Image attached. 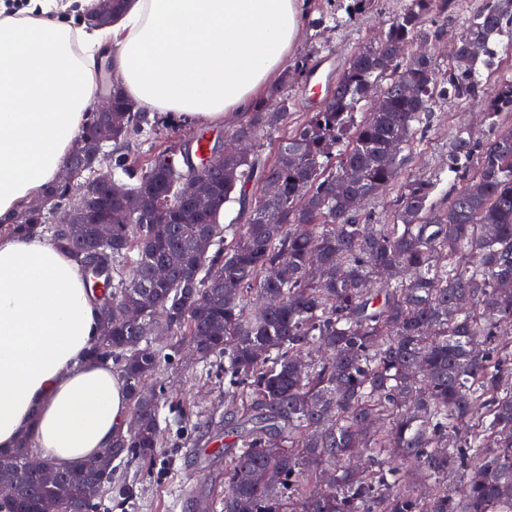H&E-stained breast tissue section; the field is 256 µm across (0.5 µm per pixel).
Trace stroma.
<instances>
[{"label": "stroma", "instance_id": "stroma-1", "mask_svg": "<svg viewBox=\"0 0 512 512\" xmlns=\"http://www.w3.org/2000/svg\"><path fill=\"white\" fill-rule=\"evenodd\" d=\"M482 0H455L448 11L433 15L431 27L437 38L412 42L407 54L425 53L441 68L453 62L452 38L463 31L468 17ZM404 0H376L372 8L352 21L337 22L338 0H305L299 38L290 59L308 58L312 69L324 74L318 91L305 78L293 76L288 83V118L279 129L263 137L255 151L274 159L279 144L319 110L330 95L332 80L348 60L373 44ZM484 129V103L462 106L436 99L429 123L420 128L410 150L403 175L433 181L435 203L448 197V135L458 125ZM167 398L160 423L167 441L162 464L152 466L140 459L121 462L118 476L104 488L101 503L107 512H202L205 504L224 488V450L233 437L227 431L224 408V373L205 368L196 359H181L162 374Z\"/></svg>", "mask_w": 512, "mask_h": 512}]
</instances>
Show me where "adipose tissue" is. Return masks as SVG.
I'll list each match as a JSON object with an SVG mask.
<instances>
[{
  "label": "adipose tissue",
  "instance_id": "1",
  "mask_svg": "<svg viewBox=\"0 0 512 512\" xmlns=\"http://www.w3.org/2000/svg\"><path fill=\"white\" fill-rule=\"evenodd\" d=\"M303 0H127L115 22L73 27L59 0L0 17V452L22 437L61 468L127 428L129 400L95 357L100 309L79 263L6 229L58 179L101 94L105 47L144 111L207 127L246 111L298 39Z\"/></svg>",
  "mask_w": 512,
  "mask_h": 512
}]
</instances>
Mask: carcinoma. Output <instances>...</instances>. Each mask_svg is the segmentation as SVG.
Masks as SVG:
<instances>
[{"mask_svg":"<svg viewBox=\"0 0 512 512\" xmlns=\"http://www.w3.org/2000/svg\"><path fill=\"white\" fill-rule=\"evenodd\" d=\"M452 2L407 0L271 162L234 142L251 143L287 119L286 105L271 101L306 71L305 60L225 134L222 169L202 166L197 144H218L203 134L183 142L179 167L167 163L169 146L137 163L133 141L158 121L117 82L112 113H89L68 156L75 180L50 185L14 231L48 234L80 259L100 305L112 299L93 354L113 360L128 393L117 459L160 461L159 376L195 344L201 360L223 362L235 421L222 512H512V128L490 140L471 127L451 132L446 206L421 179L401 185L390 224L370 226L363 207L352 206L398 181L436 98L466 104L482 92L492 124L512 112V76L485 92L480 81L512 50V0H484L471 14L454 37L452 67L403 57L407 44L435 36L427 19ZM382 79L373 112L357 119ZM92 141L106 145L95 160ZM99 162L123 174L116 183L126 194L149 203L112 194L126 220L95 247L88 225L58 217L81 190L94 203L104 196L91 178ZM189 175L209 199L205 210L176 199ZM250 183L278 192L242 208L245 223H220L237 186ZM202 225L211 227L204 251ZM314 263L321 272L312 278ZM159 266L168 270L160 281ZM270 296L279 303L268 305ZM130 300L142 307L137 323L121 321ZM13 455L28 481L18 496L0 495V512H25L47 494L67 509L100 510L80 497V474L41 484L27 440Z\"/></svg>","mask_w":512,"mask_h":512,"instance_id":"cac0c4a2","label":"carcinoma"}]
</instances>
